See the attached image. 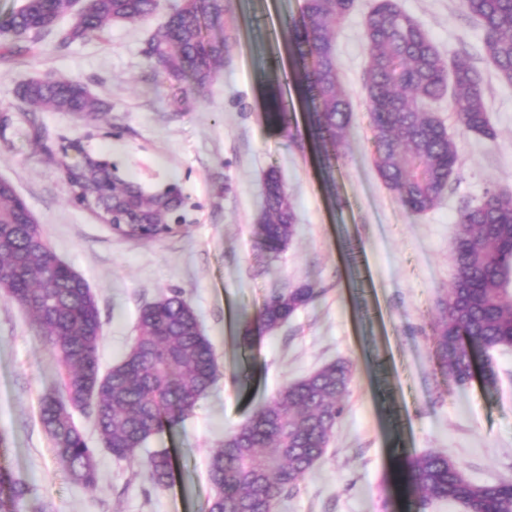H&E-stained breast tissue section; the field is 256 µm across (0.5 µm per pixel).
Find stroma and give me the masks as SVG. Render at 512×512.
Wrapping results in <instances>:
<instances>
[{
	"label": "stroma",
	"instance_id": "1",
	"mask_svg": "<svg viewBox=\"0 0 512 512\" xmlns=\"http://www.w3.org/2000/svg\"><path fill=\"white\" fill-rule=\"evenodd\" d=\"M183 0H160L146 20L118 22L104 40L62 48L55 36L34 53H8L0 36V179L8 180L40 224L56 256L87 283L100 311V365L120 363L141 309L179 292L212 343L219 378L178 426L150 438L145 452L169 449L175 478L156 488L135 465L101 449L93 418L73 420L96 448L101 488L75 484L58 465L40 420V400L60 368L39 329L0 293V432L5 467L31 488V504L51 512H198L211 495L208 456L225 432L287 383L344 359L352 380L346 415L323 459L280 512H407L398 468L405 456L439 452L469 480L512 481V350H494L495 387L481 379L459 386L436 363L431 328L437 302L454 279L451 248L463 202L487 190L512 192V87L484 57L483 32L461 0H398L424 25L445 56L465 51L487 82L496 136L461 132L449 99L432 108L457 142L460 165L441 203L408 214L380 180L362 87L367 66L364 20L373 0H356L336 31V57L352 115L341 158L325 169L307 130L292 82L270 73L289 67L282 37L303 0H232L234 38L205 96L155 72L145 49L152 31ZM66 76L85 84L110 112L82 116L33 112L15 97L20 83ZM186 92L191 103L177 108ZM281 100L298 113L296 136L268 112ZM91 156L154 190L181 188L190 221L156 240L132 241L71 201L56 159ZM277 169L300 232L275 260L256 247V217L268 169ZM311 283L319 297L243 350L244 321L272 290Z\"/></svg>",
	"mask_w": 512,
	"mask_h": 512
}]
</instances>
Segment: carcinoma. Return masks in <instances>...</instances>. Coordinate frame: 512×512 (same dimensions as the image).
I'll return each instance as SVG.
<instances>
[{
    "label": "carcinoma",
    "mask_w": 512,
    "mask_h": 512,
    "mask_svg": "<svg viewBox=\"0 0 512 512\" xmlns=\"http://www.w3.org/2000/svg\"><path fill=\"white\" fill-rule=\"evenodd\" d=\"M72 0H23L0 21L13 35L11 51L31 52L50 34L56 19L71 11ZM354 0H304L288 26V42L307 105L313 141L333 147L324 163L339 157L351 104L343 93L336 60V30ZM157 0H91L69 29L58 33L62 46L99 39L117 21L150 16ZM466 13L484 31L483 52L499 80L512 86V0H463ZM230 0H184L151 35L147 58L159 72L185 78L198 92L213 81L224 61L232 30ZM368 67L363 75L370 112L374 165L405 211L434 208L457 170L456 141L429 108L451 94L464 133L489 139L495 131L486 109V84L468 55L443 57L422 24L396 0H376L365 20ZM16 97L37 112L91 115L110 105L92 97L82 82L48 77L27 82ZM270 121L297 129L293 115L280 108ZM73 201L107 224H173L184 214L185 197L176 185L147 191L115 174L108 163L90 159L67 172ZM257 217V245L263 257L282 252L299 232L296 214L278 171L264 178ZM12 185L0 184V279L7 298L24 308L43 333L47 348L63 369L54 389L41 398L40 420L53 443L57 462L70 479L89 491L100 487L97 449L87 445L72 410L94 417L104 449L118 459L138 460V450L164 428L189 416L216 382L217 364L194 311L177 295L142 309L136 334L121 363L103 374L99 367L102 323L96 300L84 281L63 264ZM452 247L456 276L438 303L432 336L442 374L464 385L477 360L496 349H512V195L490 190L477 204L459 210ZM319 292L302 284L271 294L246 321L242 347L278 328ZM352 376L349 362L337 360L285 385L241 426L224 434L208 460L214 494L201 512H279L282 500L323 457L336 425L346 413ZM148 479L166 486L173 479L168 450L145 461ZM400 475L425 510L448 500L464 512H512V483L477 484L442 453L407 456ZM29 485L0 468V512H25Z\"/></svg>",
    "instance_id": "cac0c4a2"
}]
</instances>
